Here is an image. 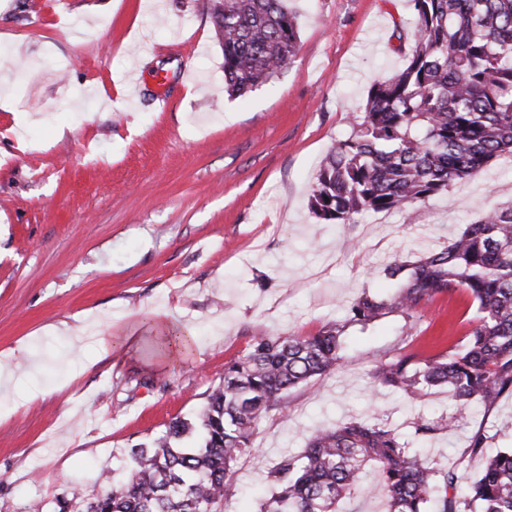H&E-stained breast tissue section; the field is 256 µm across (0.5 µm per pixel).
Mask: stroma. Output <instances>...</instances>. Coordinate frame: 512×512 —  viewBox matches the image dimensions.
<instances>
[{
    "label": "stroma",
    "instance_id": "obj_1",
    "mask_svg": "<svg viewBox=\"0 0 512 512\" xmlns=\"http://www.w3.org/2000/svg\"><path fill=\"white\" fill-rule=\"evenodd\" d=\"M31 2L0 0V360L34 361L0 383V512H57L74 486L110 487L122 451L194 418L256 337L313 334L361 295L389 298L391 261L512 202L506 153L410 214L341 229L310 212L322 161L370 85L403 63L408 0H288L297 57L238 98L224 91L210 0ZM470 304L445 292L347 326L336 369L260 420L223 512H257L267 471L342 421L387 425L465 478L512 447V397L422 441L415 427L447 414V389L372 380L381 363L446 351ZM107 313L110 350L61 332ZM177 327L191 345L162 351Z\"/></svg>",
    "mask_w": 512,
    "mask_h": 512
}]
</instances>
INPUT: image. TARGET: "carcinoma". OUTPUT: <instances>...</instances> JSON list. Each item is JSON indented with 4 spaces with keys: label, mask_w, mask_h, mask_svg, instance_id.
I'll return each mask as SVG.
<instances>
[{
    "label": "carcinoma",
    "mask_w": 512,
    "mask_h": 512,
    "mask_svg": "<svg viewBox=\"0 0 512 512\" xmlns=\"http://www.w3.org/2000/svg\"><path fill=\"white\" fill-rule=\"evenodd\" d=\"M285 2L212 0L228 95L244 96L294 61L299 25ZM409 2L414 24L403 66L369 87L350 134L318 170L309 209L327 224L413 209L512 152V0ZM387 274L398 293L359 297L342 323L256 339L225 364L195 421L175 419L150 446L127 449L122 480L102 492L76 489L72 500L84 512H220L235 462L256 451L259 420L283 408L290 389L336 368L346 324L414 312L444 292L464 291L475 306L465 338L422 361L406 355L382 364L373 381L410 393L448 387L453 413L417 425V434L453 427L474 402L512 395V203L487 211L448 246L390 264ZM193 431L201 446L175 445ZM371 470L376 484L367 482ZM267 480L258 512H342L354 494L380 495L385 512H430L435 498L438 512H512V448L488 458L461 489L456 470L411 452L391 429L357 421L314 432Z\"/></svg>",
    "instance_id": "carcinoma-1"
}]
</instances>
